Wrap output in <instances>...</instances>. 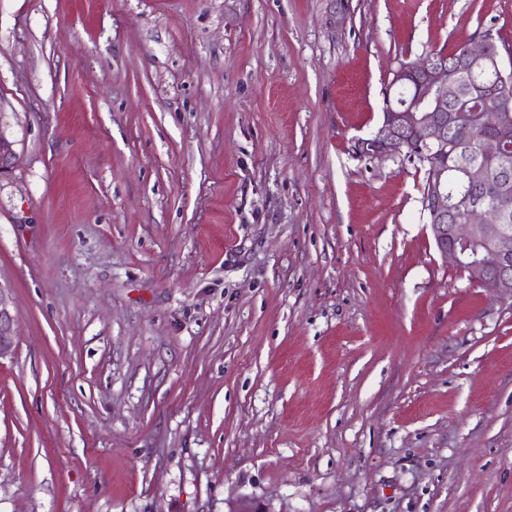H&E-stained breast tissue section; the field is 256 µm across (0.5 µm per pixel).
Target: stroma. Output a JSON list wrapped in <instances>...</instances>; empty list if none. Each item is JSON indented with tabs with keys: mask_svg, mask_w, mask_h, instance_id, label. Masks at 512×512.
<instances>
[{
	"mask_svg": "<svg viewBox=\"0 0 512 512\" xmlns=\"http://www.w3.org/2000/svg\"><path fill=\"white\" fill-rule=\"evenodd\" d=\"M512 0H0V512H512V300L389 74ZM16 336L15 318L11 311L9 293L0 284V361L14 351Z\"/></svg>",
	"mask_w": 512,
	"mask_h": 512,
	"instance_id": "35a3bbf8",
	"label": "stroma"
}]
</instances>
